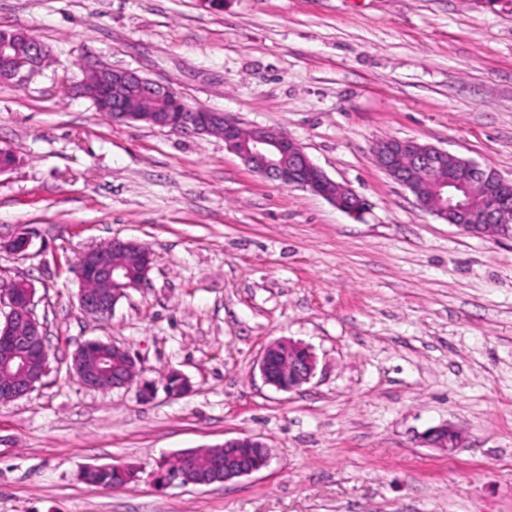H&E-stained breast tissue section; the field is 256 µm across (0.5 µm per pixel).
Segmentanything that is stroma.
Segmentation results:
<instances>
[{"mask_svg": "<svg viewBox=\"0 0 512 512\" xmlns=\"http://www.w3.org/2000/svg\"><path fill=\"white\" fill-rule=\"evenodd\" d=\"M50 50L0 83V287L32 284L50 368L0 403V512H512V238L421 209L375 162L414 139L512 181V0H0V29ZM89 63L130 69L242 128L288 134L367 201L357 218L249 170L221 138L118 124L74 96ZM149 279L97 321L70 267L113 238ZM310 346L298 390L266 385L264 347ZM90 339L192 390L140 402L74 375ZM453 452L422 444L441 424ZM255 435L259 472L160 489L155 462ZM139 480L90 485L83 467ZM421 438L422 443L427 446L441 448L448 452L459 448L462 442L461 432L448 424L429 428ZM138 472L139 469L135 466L112 464L84 469L81 476L88 484L114 489L131 483L137 477Z\"/></svg>", "mask_w": 512, "mask_h": 512, "instance_id": "1", "label": "stroma"}]
</instances>
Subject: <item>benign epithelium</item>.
Returning <instances> with one entry per match:
<instances>
[{
	"label": "benign epithelium",
	"instance_id": "benign-epithelium-1",
	"mask_svg": "<svg viewBox=\"0 0 512 512\" xmlns=\"http://www.w3.org/2000/svg\"><path fill=\"white\" fill-rule=\"evenodd\" d=\"M46 56L47 46L27 33L21 42L7 40L0 44V71L13 79H24L40 67ZM82 73V79L73 86L74 92L100 104L117 123L144 122L173 133L218 135L252 172L315 192L351 216L365 209L363 197L328 178L303 148L282 132L263 129L244 134L232 117L188 105L171 112L167 104L176 97V92L131 70L87 64ZM373 153L378 165L409 189L420 207L438 219L471 235L487 231L491 224L496 225L500 234L512 235V202L492 194L477 200L478 185L501 178L496 169L467 159L460 161L447 150L430 144L423 146L411 139L382 140L374 146ZM446 159L455 162L459 175L441 176ZM140 247L135 240L115 238L107 248L95 247L79 255L77 265L84 269L79 279L84 282L90 275L95 281V287L84 288L78 294L79 307L86 315L99 320L108 317L126 290L139 288L147 281L152 269L151 254L143 256L135 281L130 280L129 270L114 259L119 252ZM4 297L9 311L0 325V360L11 368L10 375L18 379L16 388L11 390L15 400L29 394L42 381L48 370V351L45 346L35 350L43 327L34 314L31 285L24 280L16 281L0 294V299ZM81 351L79 347L74 352L72 369L83 386L122 390L134 385L141 399L154 397L155 384L137 379L136 359L131 353L114 345L112 353L116 358L101 357L88 368ZM316 366L312 349L291 339L271 342L259 360L264 382L285 392L309 382ZM461 442V432L447 424L432 427L422 435V443L448 452L460 447ZM220 447L224 454L214 459L209 472L197 474L196 485H211L212 472H223L224 481L229 482L258 472L270 462L268 446L256 436L229 438Z\"/></svg>",
	"mask_w": 512,
	"mask_h": 512
}]
</instances>
